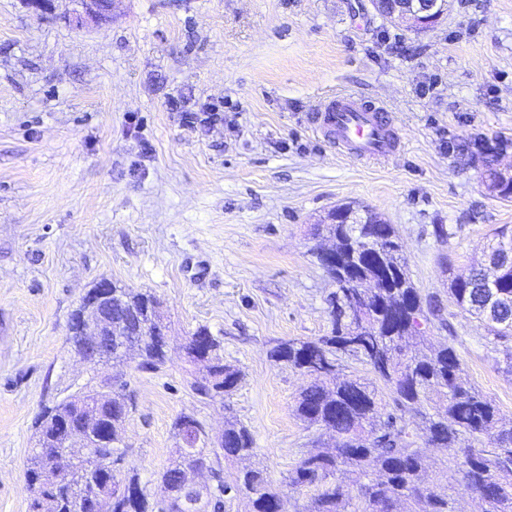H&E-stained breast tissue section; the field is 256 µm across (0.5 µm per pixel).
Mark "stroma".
<instances>
[{
  "label": "stroma",
  "instance_id": "obj_1",
  "mask_svg": "<svg viewBox=\"0 0 512 512\" xmlns=\"http://www.w3.org/2000/svg\"><path fill=\"white\" fill-rule=\"evenodd\" d=\"M72 8L44 18L0 0V512H29L35 420L81 375L69 321L103 277L150 290L171 324L166 367H122L125 463L142 485L156 492L178 416L209 430L230 417L302 512L288 475L317 435L293 414L308 379L270 353L331 330L336 285L311 232L339 205L395 227L412 281L442 308L432 343H451L512 419V340L488 344L444 272L468 273L512 226V199L481 180L487 146L512 166V0H449L424 33L370 0H117L81 29ZM339 91L383 103L402 150L367 163L316 134ZM202 325L240 372L221 402L186 385L183 346Z\"/></svg>",
  "mask_w": 512,
  "mask_h": 512
}]
</instances>
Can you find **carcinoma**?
<instances>
[{"label": "carcinoma", "mask_w": 512, "mask_h": 512, "mask_svg": "<svg viewBox=\"0 0 512 512\" xmlns=\"http://www.w3.org/2000/svg\"><path fill=\"white\" fill-rule=\"evenodd\" d=\"M336 219L332 209L314 225L316 234L325 232L335 240L340 262L337 269L326 268L337 286L328 298L330 334L290 339L272 352L274 360L310 378L294 414L321 431L288 475L290 487L310 491L303 512H463L452 495L440 492L448 472L424 483L428 448L451 452L453 477L483 500V512H512V421L502 422L495 403L470 383L452 345L436 349L430 343L428 328L441 308L423 301L393 225L372 211L368 224H338ZM366 281L377 287H359ZM115 288L119 298L112 303V325L120 330L111 339L112 359L135 354L140 369L161 370L167 363L163 337L145 331L146 323L155 329L163 320L161 303L148 290ZM448 298L482 322L493 342L512 338L511 226L494 233L486 266L465 277L449 274ZM185 347L191 393L202 402L230 395L240 374L224 364L220 338L200 326ZM344 356L369 365L379 382L340 376ZM106 385L93 375L69 394L70 408L90 407L98 413V424L112 427V444L91 437L85 452L69 463L76 490L87 474L98 473L104 457H124L120 444L127 398L122 391L104 398ZM57 412L58 405L46 406L36 421V447L24 474L31 512H68L78 503L81 512H154L166 499L179 498L185 449L178 445L153 503L133 467L124 483L139 491L135 498L46 499L47 489L35 490L31 480L47 482L63 468L62 448L48 452L42 444L44 429ZM407 414L422 419L421 432L409 430ZM484 438L488 446H473ZM221 453L235 466V478L226 481L223 469L216 468L217 483L207 494L195 495L194 512H229L236 501L245 502V512H286L265 470L253 461L256 448L246 426L225 420ZM351 487L357 490L355 498L348 493Z\"/></svg>", "instance_id": "1"}]
</instances>
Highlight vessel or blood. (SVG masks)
I'll return each mask as SVG.
<instances>
[{"instance_id":"b4317fda","label":"vessel or blood","mask_w":512,"mask_h":512,"mask_svg":"<svg viewBox=\"0 0 512 512\" xmlns=\"http://www.w3.org/2000/svg\"><path fill=\"white\" fill-rule=\"evenodd\" d=\"M316 122L318 132L330 139L342 156L351 159L382 161L400 145L386 107L365 102L353 93L331 97Z\"/></svg>"}]
</instances>
